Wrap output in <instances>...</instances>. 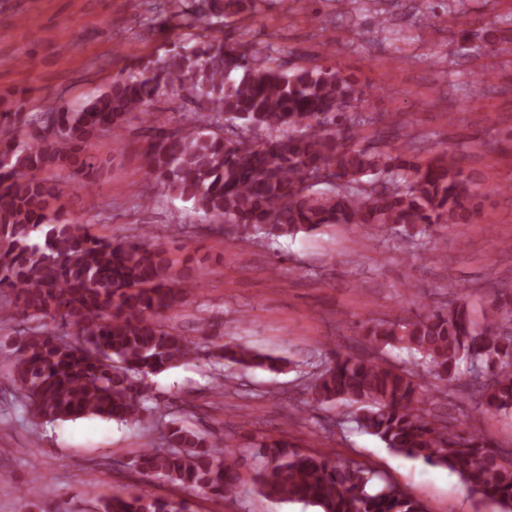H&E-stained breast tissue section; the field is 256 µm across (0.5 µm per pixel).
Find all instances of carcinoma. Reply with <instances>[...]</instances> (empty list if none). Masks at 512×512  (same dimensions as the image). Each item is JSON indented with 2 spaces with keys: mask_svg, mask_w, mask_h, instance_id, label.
<instances>
[{
  "mask_svg": "<svg viewBox=\"0 0 512 512\" xmlns=\"http://www.w3.org/2000/svg\"><path fill=\"white\" fill-rule=\"evenodd\" d=\"M183 24L212 31L191 47L175 46L139 62L127 75L77 109L0 113V121L41 134L0 138V290L15 294L19 313L75 329L71 343L48 328L28 332L13 349L9 380L30 414L47 421L98 416L136 420L145 406L142 383L195 353L189 338L162 314L197 287L200 273L173 269L164 247L148 241L99 238L81 224L59 221L53 201L69 186L92 190L88 151L102 130L114 138L163 91L192 105L171 125L144 128L149 140V204L159 187L193 203L237 240L310 232L324 224L388 227L414 237L472 215L476 183L447 149L421 161L409 145L376 141L358 148L362 116L344 112L356 93L338 69L274 62V50L246 40L226 44L223 0H192ZM328 173L340 184L324 191L313 181ZM512 299L478 321L459 300L421 308L413 317L374 319L362 335L416 360L404 370L361 353H339L308 386L315 406L355 407L357 427L387 448L456 472L477 500L512 512V449H495L481 435L454 432L423 408L425 388L456 379L461 364L488 409L512 411ZM218 358L236 366L281 370L287 359L227 342ZM166 448H144L134 466L192 491L224 498L244 481L236 453L220 441L175 422ZM246 451L257 461L251 477L272 502H303L319 512H428L401 486L357 461L336 463L286 437H260ZM101 512H185L184 502L114 493Z\"/></svg>",
  "mask_w": 512,
  "mask_h": 512,
  "instance_id": "1",
  "label": "carcinoma"
}]
</instances>
